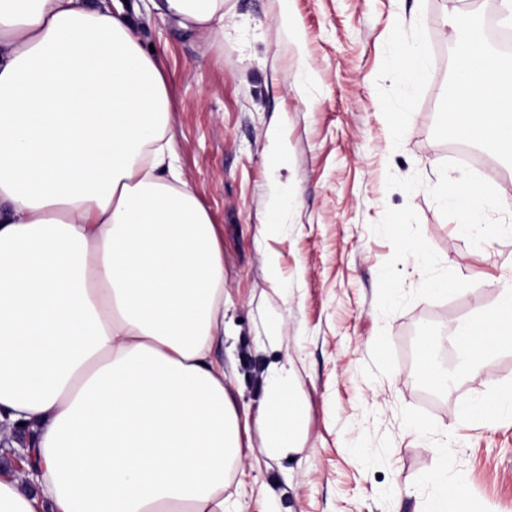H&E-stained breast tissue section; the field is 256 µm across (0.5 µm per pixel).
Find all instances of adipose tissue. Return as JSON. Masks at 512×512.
<instances>
[{"instance_id": "1", "label": "adipose tissue", "mask_w": 512, "mask_h": 512, "mask_svg": "<svg viewBox=\"0 0 512 512\" xmlns=\"http://www.w3.org/2000/svg\"><path fill=\"white\" fill-rule=\"evenodd\" d=\"M212 39L224 0H160ZM455 136L512 160V62L455 58ZM166 77L110 0H0V436L36 469L0 467V512H239L224 487L258 429L300 442L299 381L270 371L256 411L224 384V233L175 169ZM441 199L472 235L487 205L459 183ZM455 372L422 342L431 386L478 376L512 346V289L449 328ZM426 512H467L440 466Z\"/></svg>"}]
</instances>
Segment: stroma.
Segmentation results:
<instances>
[{
	"label": "stroma",
	"mask_w": 512,
	"mask_h": 512,
	"mask_svg": "<svg viewBox=\"0 0 512 512\" xmlns=\"http://www.w3.org/2000/svg\"><path fill=\"white\" fill-rule=\"evenodd\" d=\"M126 5L166 75L182 177L224 228L229 388L255 409L270 368L284 365L307 409L293 456L251 433L227 488L242 512H425L427 477L443 461L415 419L447 426L444 463L463 477L469 512H512V419L459 412L512 385V348L439 392L418 349L431 336L439 362L456 361L449 324L512 284V234L489 233L512 217L487 208L484 225L461 236L439 195L460 178L512 191V163L479 152L486 180L451 164L460 141L441 126L455 41L445 16L473 21L489 47L502 0H224V34L208 43L151 0ZM414 49L429 74L407 86L397 63ZM275 202L282 225L269 236ZM434 279L447 280V295L429 293Z\"/></svg>",
	"instance_id": "35a3bbf8"
}]
</instances>
